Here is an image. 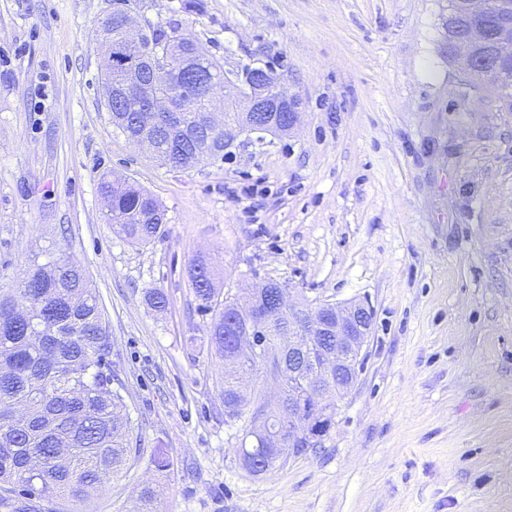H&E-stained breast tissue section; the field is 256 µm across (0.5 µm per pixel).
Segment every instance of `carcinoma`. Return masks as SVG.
<instances>
[{"label":"carcinoma","mask_w":512,"mask_h":512,"mask_svg":"<svg viewBox=\"0 0 512 512\" xmlns=\"http://www.w3.org/2000/svg\"><path fill=\"white\" fill-rule=\"evenodd\" d=\"M119 36L100 43L105 84L118 81L120 64L111 55ZM506 80L485 76L499 97H512V48ZM196 123L194 112H114L112 125L126 139L155 137L157 162L172 169L197 165L195 141L184 131ZM109 201L103 213L123 239L148 245L163 233L166 210L150 193L130 183L107 177L98 183ZM197 308L210 314L209 348L224 360L237 359L241 374L252 376L251 366L227 335L224 312L233 299L221 293L212 276L191 283ZM112 340L103 307L84 267L70 258L31 259L16 291H0V488L27 495L9 496L0 505L10 512H41L40 501L88 499L105 489L112 474L142 453L134 438L133 422L112 371ZM224 408L239 414L258 403L265 415L251 422L247 434L255 437L250 473L275 468L273 436L287 405L271 409L252 396L248 385L224 375L220 390Z\"/></svg>","instance_id":"obj_1"}]
</instances>
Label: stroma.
I'll return each instance as SVG.
<instances>
[{
    "mask_svg": "<svg viewBox=\"0 0 512 512\" xmlns=\"http://www.w3.org/2000/svg\"><path fill=\"white\" fill-rule=\"evenodd\" d=\"M197 2L148 15L225 69L273 67L301 117L178 170L112 125V0H0V289L46 246L84 266L144 441L83 512H127L146 486L155 512H512V107L449 64L448 0ZM106 172L162 202V237L133 246L104 221ZM200 256L229 295L274 280L373 309L321 447L264 475L240 465L248 417L224 418Z\"/></svg>",
    "mask_w": 512,
    "mask_h": 512,
    "instance_id": "35a3bbf8",
    "label": "stroma"
}]
</instances>
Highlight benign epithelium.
I'll return each mask as SVG.
<instances>
[{"label": "benign epithelium", "mask_w": 512, "mask_h": 512, "mask_svg": "<svg viewBox=\"0 0 512 512\" xmlns=\"http://www.w3.org/2000/svg\"><path fill=\"white\" fill-rule=\"evenodd\" d=\"M119 10L108 12L104 19L114 18L120 25L121 39L117 55L124 60L121 79L112 84L106 97L108 111H120L133 104H143L148 112H190L194 91L200 88L232 84L220 78L192 51L179 55L157 46L151 38V19L144 8L132 6V0H118ZM460 30L448 44V57L467 71L486 75L494 71L502 48L512 43V25L492 19L487 0H465ZM239 100L245 108L239 112V123L231 127L226 121L228 100L222 106L209 97V105L200 120L212 130H224V143L234 144L255 132L286 134L299 121L300 112L294 98L281 81L262 69H256L252 82ZM269 287L264 281L250 290L246 299L235 306L242 314L252 315L253 327L238 334L241 350L261 365L265 398L281 396L279 376L271 350L264 339L265 314L254 308L258 291ZM277 314L288 317V335L281 338L288 351V380L294 386L288 393V422L281 433L288 434V447H301L306 453L318 447L325 436L322 420L333 416L335 403L325 399L323 380L331 370L345 374L349 391L361 370V353L373 326L370 305L358 301L343 305L329 302L297 306L290 302L288 287L278 284Z\"/></svg>", "instance_id": "benign-epithelium-1"}]
</instances>
